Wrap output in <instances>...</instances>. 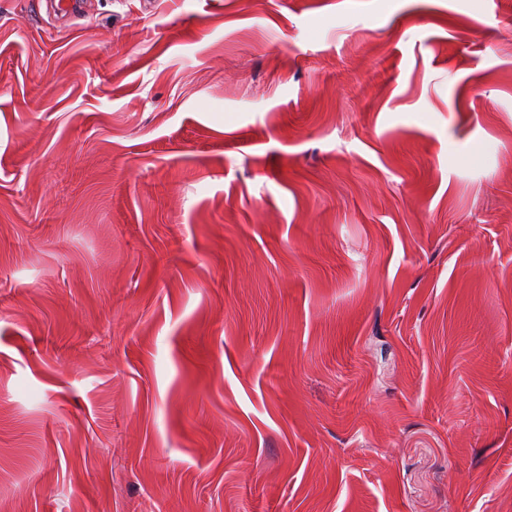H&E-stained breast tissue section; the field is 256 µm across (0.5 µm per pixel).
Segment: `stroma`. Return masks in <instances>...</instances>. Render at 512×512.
I'll use <instances>...</instances> for the list:
<instances>
[{"label":"stroma","mask_w":512,"mask_h":512,"mask_svg":"<svg viewBox=\"0 0 512 512\" xmlns=\"http://www.w3.org/2000/svg\"><path fill=\"white\" fill-rule=\"evenodd\" d=\"M0 0L6 512H512V0Z\"/></svg>","instance_id":"stroma-1"}]
</instances>
